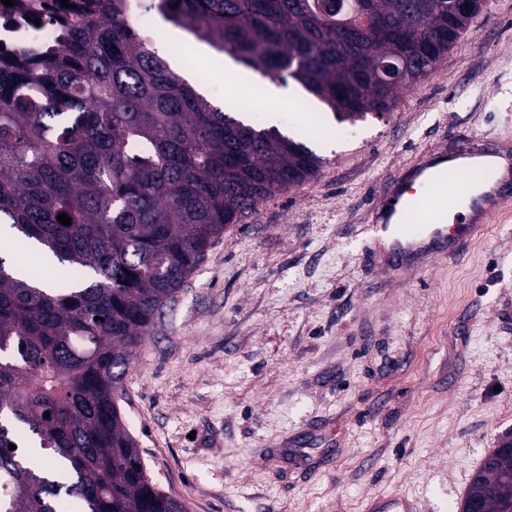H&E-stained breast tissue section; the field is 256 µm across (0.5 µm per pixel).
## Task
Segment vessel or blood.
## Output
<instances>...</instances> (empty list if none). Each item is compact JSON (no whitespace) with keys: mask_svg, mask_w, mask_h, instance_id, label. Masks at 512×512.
<instances>
[{"mask_svg":"<svg viewBox=\"0 0 512 512\" xmlns=\"http://www.w3.org/2000/svg\"><path fill=\"white\" fill-rule=\"evenodd\" d=\"M512 210V144L475 138L447 149L421 151L404 176L377 195L373 237H389L392 271L430 258L452 260L492 218ZM365 512H420L405 495L368 501Z\"/></svg>","mask_w":512,"mask_h":512,"instance_id":"vessel-or-blood-1","label":"vessel or blood"}]
</instances>
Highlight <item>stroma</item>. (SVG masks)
<instances>
[{"label":"stroma","mask_w":512,"mask_h":512,"mask_svg":"<svg viewBox=\"0 0 512 512\" xmlns=\"http://www.w3.org/2000/svg\"><path fill=\"white\" fill-rule=\"evenodd\" d=\"M200 65L215 105L249 101L324 164L227 227L134 349L120 406L153 482L188 512H363L394 492L458 512L512 434V213L463 260L398 276L368 227L425 147L512 139V0L381 118L295 112Z\"/></svg>","instance_id":"obj_1"}]
</instances>
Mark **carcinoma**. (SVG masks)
Returning a JSON list of instances; mask_svg holds the SVG:
<instances>
[{"mask_svg":"<svg viewBox=\"0 0 512 512\" xmlns=\"http://www.w3.org/2000/svg\"><path fill=\"white\" fill-rule=\"evenodd\" d=\"M124 2L90 0L61 22L62 50L0 67V224L12 250L62 277L0 273V512H187L125 427L131 350L224 229L322 163L303 141L200 96ZM149 7L261 77L299 84L342 123L391 111L397 89L426 76L487 4L473 0L470 15L455 0ZM43 454L41 468L32 458ZM490 456L460 512L512 501V454Z\"/></svg>","mask_w":512,"mask_h":512,"instance_id":"1","label":"carcinoma"}]
</instances>
